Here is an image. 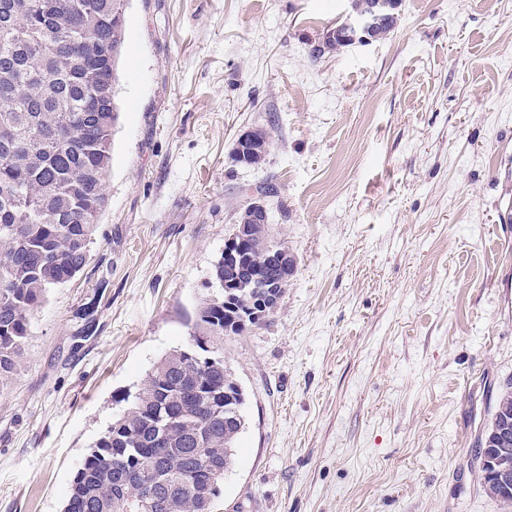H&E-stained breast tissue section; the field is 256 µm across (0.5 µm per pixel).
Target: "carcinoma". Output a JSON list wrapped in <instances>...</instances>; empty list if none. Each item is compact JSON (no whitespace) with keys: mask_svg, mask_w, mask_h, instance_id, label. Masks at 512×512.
I'll use <instances>...</instances> for the list:
<instances>
[{"mask_svg":"<svg viewBox=\"0 0 512 512\" xmlns=\"http://www.w3.org/2000/svg\"><path fill=\"white\" fill-rule=\"evenodd\" d=\"M128 0H0V386L23 363L31 319L49 289L90 259L106 205L101 182L119 119L115 96ZM330 46L354 43L338 24ZM214 266L189 343L161 358L131 406L78 470L65 512H211L245 429L243 390L224 371V337L258 325L249 304H224ZM512 420V383L497 394L481 437ZM512 504V485L483 480Z\"/></svg>","mask_w":512,"mask_h":512,"instance_id":"cac0c4a2","label":"carcinoma"}]
</instances>
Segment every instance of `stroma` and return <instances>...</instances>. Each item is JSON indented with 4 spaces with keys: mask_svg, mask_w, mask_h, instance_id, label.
<instances>
[{
    "mask_svg": "<svg viewBox=\"0 0 512 512\" xmlns=\"http://www.w3.org/2000/svg\"><path fill=\"white\" fill-rule=\"evenodd\" d=\"M128 0L107 204L0 391V512H63L90 448L186 346L236 213L269 186L296 259L224 339L246 395L212 512H512L477 442L512 379V0ZM267 132L262 168L234 162ZM94 306L96 331L77 340ZM342 24L343 23L337 24L336 28H334L328 36L330 46L336 47V50L352 45L354 40L357 39L361 40L363 43H371L378 38V34L376 33L378 15L374 10L356 14L351 13L344 22V27ZM257 148H266L265 139L260 134V130H246L241 133L235 143L237 150L236 156L243 164L245 157L251 152H255Z\"/></svg>",
    "mask_w": 512,
    "mask_h": 512,
    "instance_id": "stroma-1",
    "label": "stroma"
}]
</instances>
